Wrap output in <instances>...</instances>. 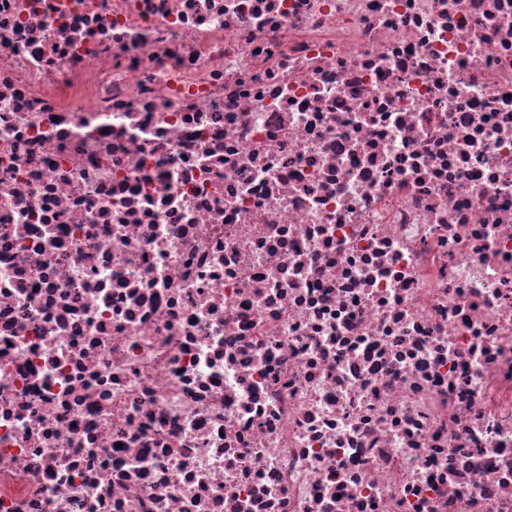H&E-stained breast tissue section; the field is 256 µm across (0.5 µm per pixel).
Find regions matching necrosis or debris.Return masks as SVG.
I'll list each match as a JSON object with an SVG mask.
<instances>
[{"instance_id":"obj_1","label":"necrosis or debris","mask_w":512,"mask_h":512,"mask_svg":"<svg viewBox=\"0 0 512 512\" xmlns=\"http://www.w3.org/2000/svg\"><path fill=\"white\" fill-rule=\"evenodd\" d=\"M0 512H512V0H0Z\"/></svg>"}]
</instances>
